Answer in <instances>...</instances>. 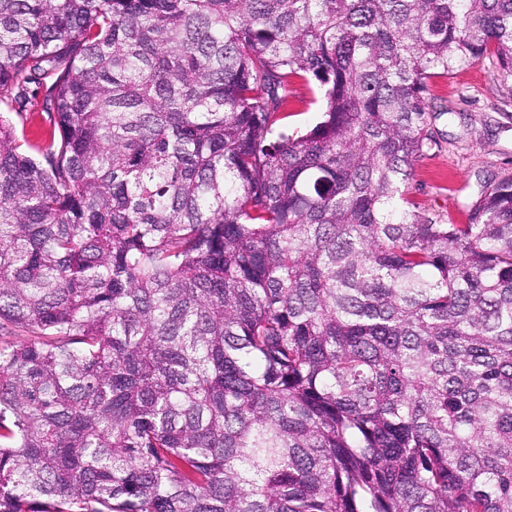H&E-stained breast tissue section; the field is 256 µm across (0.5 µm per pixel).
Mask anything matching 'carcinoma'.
I'll return each instance as SVG.
<instances>
[{
  "instance_id": "cac0c4a2",
  "label": "carcinoma",
  "mask_w": 512,
  "mask_h": 512,
  "mask_svg": "<svg viewBox=\"0 0 512 512\" xmlns=\"http://www.w3.org/2000/svg\"><path fill=\"white\" fill-rule=\"evenodd\" d=\"M488 54L512 0H0V512H512V174L410 192ZM292 93L288 98V128L305 130L319 120L322 102L319 93L314 87L297 81L292 85ZM316 100V101H314Z\"/></svg>"
}]
</instances>
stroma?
I'll return each instance as SVG.
<instances>
[{"label":"stroma","instance_id":"obj_1","mask_svg":"<svg viewBox=\"0 0 512 512\" xmlns=\"http://www.w3.org/2000/svg\"><path fill=\"white\" fill-rule=\"evenodd\" d=\"M429 126L437 144L414 168L412 195L429 218L462 223L481 182L512 173V72L491 57L428 83ZM314 87L298 81L288 99L289 129L319 120Z\"/></svg>","mask_w":512,"mask_h":512}]
</instances>
